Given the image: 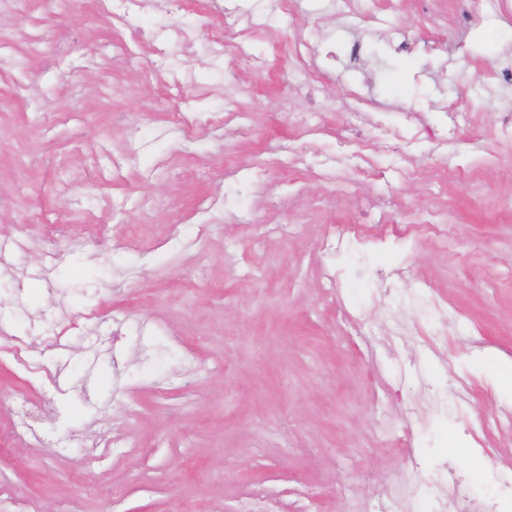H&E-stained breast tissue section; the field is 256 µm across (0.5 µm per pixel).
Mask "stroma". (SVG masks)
<instances>
[{
    "mask_svg": "<svg viewBox=\"0 0 512 512\" xmlns=\"http://www.w3.org/2000/svg\"><path fill=\"white\" fill-rule=\"evenodd\" d=\"M196 34L128 0L0 4V481L14 512H351L408 458L448 461L481 512L479 454L512 462V412L472 365L512 363V142L493 72L512 0H239ZM366 34V96L410 143L347 137L344 45ZM404 38L400 53L389 48ZM453 112L447 136L436 125ZM391 224L329 283L332 236ZM444 299L447 320L432 310ZM127 360L112 370L113 356ZM459 405L440 416L428 386ZM40 415L39 439L18 438Z\"/></svg>",
    "mask_w": 512,
    "mask_h": 512,
    "instance_id": "35a3bbf8",
    "label": "stroma"
}]
</instances>
